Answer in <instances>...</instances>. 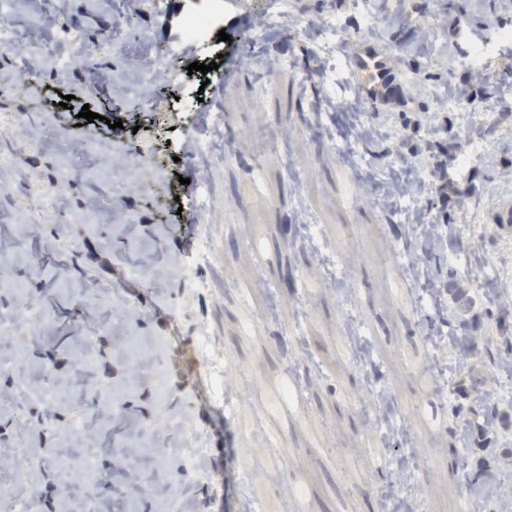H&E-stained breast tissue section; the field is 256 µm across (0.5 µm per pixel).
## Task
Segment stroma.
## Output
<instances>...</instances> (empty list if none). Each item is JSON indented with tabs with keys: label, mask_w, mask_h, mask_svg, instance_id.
Here are the masks:
<instances>
[{
	"label": "stroma",
	"mask_w": 512,
	"mask_h": 512,
	"mask_svg": "<svg viewBox=\"0 0 512 512\" xmlns=\"http://www.w3.org/2000/svg\"><path fill=\"white\" fill-rule=\"evenodd\" d=\"M153 2L18 0V47L0 49V115L14 121L0 128V322L26 329L14 339L18 366L0 373V394L15 396L0 408V448H22L31 482L13 503L0 499V512H74L78 471L56 439L81 428L100 473L81 495L101 512H512L496 493L512 479V369L489 362L512 349V303L493 290L512 282V235L485 221L512 196L500 179L512 169V129L464 118L489 107L512 122V46L491 47L502 79L486 87L465 60L493 24L512 28V0H426L423 14L419 0H402L363 35L360 0H293L319 35L348 36L329 56L318 39L279 25L277 0H234L227 40L196 46L177 36L196 0ZM129 15L134 24L116 26ZM69 24L90 45L118 47L28 80V45L59 39ZM161 50L171 63L165 91L150 103L116 92L131 63L151 66ZM372 53L414 85L406 103L369 100L358 62ZM221 54L222 70L199 86L188 65ZM465 83V111L438 108ZM53 89L101 122L78 125L50 105ZM316 98L339 106L312 111ZM217 109L221 148L166 149ZM112 121L122 136L110 134ZM469 145L487 156L462 164ZM117 153L136 157L132 179L104 166ZM64 166L71 177L57 196L35 198L33 186L57 184ZM434 171L435 190L386 201L393 175ZM202 197L206 236L194 211ZM416 211L437 217L449 242L414 251L407 217ZM458 315L478 323L477 351L463 364L447 341ZM350 332L368 361L338 351ZM426 365L442 370L443 391L421 384ZM46 366L63 388L50 406L17 386ZM290 384L303 392L272 410ZM488 396L504 415L492 427ZM141 445L164 457L142 477L147 494L128 487L116 461ZM407 455L420 467L403 482ZM46 458L58 466L42 467ZM454 463L478 475L484 494L460 482Z\"/></svg>",
	"instance_id": "35a3bbf8"
}]
</instances>
